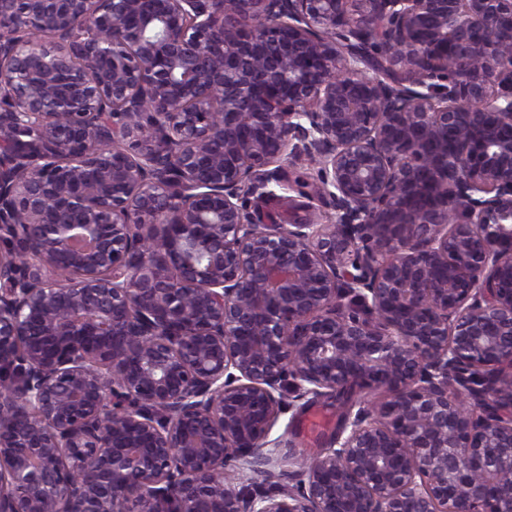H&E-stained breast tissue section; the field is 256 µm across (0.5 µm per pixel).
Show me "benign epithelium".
Returning a JSON list of instances; mask_svg holds the SVG:
<instances>
[{"label":"benign epithelium","mask_w":512,"mask_h":512,"mask_svg":"<svg viewBox=\"0 0 512 512\" xmlns=\"http://www.w3.org/2000/svg\"><path fill=\"white\" fill-rule=\"evenodd\" d=\"M4 381L0 512H512V0H0ZM317 169L310 164L286 167L278 181H271L273 195L263 199L250 197L252 212L262 224H330L335 211L314 191ZM307 399L296 402L290 400L293 407L280 417L268 437L269 441L274 442L279 448H283V452L288 451L289 446L295 444V450L307 448L309 453H316L318 448H324L326 440L336 431L341 414V409L336 406V402L328 398H319L308 402ZM312 410H320L328 418V423L323 428L314 446L310 445L299 426Z\"/></svg>","instance_id":"1"}]
</instances>
